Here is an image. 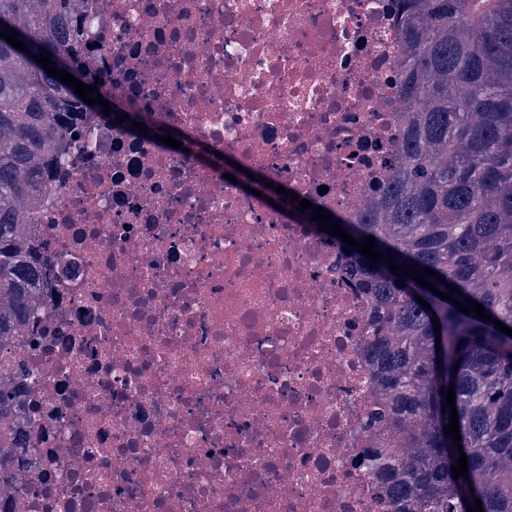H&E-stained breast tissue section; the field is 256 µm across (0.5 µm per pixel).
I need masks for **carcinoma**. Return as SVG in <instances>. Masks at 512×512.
Returning <instances> with one entry per match:
<instances>
[{
    "instance_id": "carcinoma-1",
    "label": "carcinoma",
    "mask_w": 512,
    "mask_h": 512,
    "mask_svg": "<svg viewBox=\"0 0 512 512\" xmlns=\"http://www.w3.org/2000/svg\"><path fill=\"white\" fill-rule=\"evenodd\" d=\"M398 114L401 161L379 198L351 220L353 239H376L377 262L340 243L365 276L364 351L383 404L367 427L397 440L367 461L391 512H512V0H407ZM80 0H0V21L28 36L34 54L63 56L94 94L85 34L107 22L83 17ZM90 106L0 37V356L34 315L41 265L20 240L25 216L52 190L66 163L61 136L80 130ZM429 267L428 283L483 305L492 320L466 315L404 274ZM401 280L405 286L397 285ZM421 297L430 308L421 306ZM439 320L434 332L432 319ZM441 342H436V335ZM441 348H436V345ZM455 387L461 441L450 425ZM7 379L0 374V458L20 447ZM465 453L468 476L451 466Z\"/></svg>"
}]
</instances>
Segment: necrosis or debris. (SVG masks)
Listing matches in <instances>:
<instances>
[{"label":"necrosis or debris","instance_id":"obj_1","mask_svg":"<svg viewBox=\"0 0 512 512\" xmlns=\"http://www.w3.org/2000/svg\"><path fill=\"white\" fill-rule=\"evenodd\" d=\"M402 0H81L112 101L354 218L398 160ZM27 219L0 512H387L363 294L333 237L127 124ZM42 373L40 384L26 378Z\"/></svg>","mask_w":512,"mask_h":512}]
</instances>
